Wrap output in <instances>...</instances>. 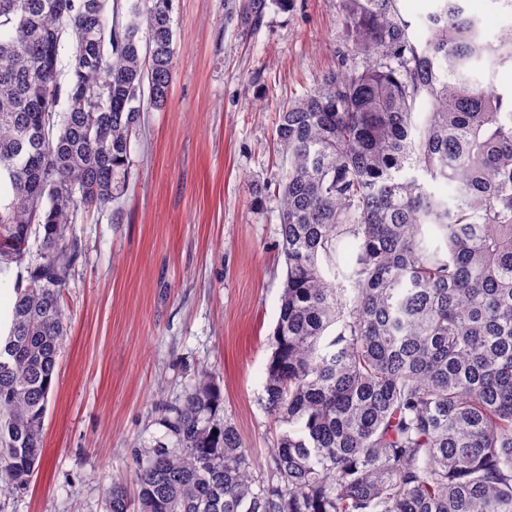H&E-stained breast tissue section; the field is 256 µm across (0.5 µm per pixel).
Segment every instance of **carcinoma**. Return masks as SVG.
Segmentation results:
<instances>
[{"mask_svg":"<svg viewBox=\"0 0 512 512\" xmlns=\"http://www.w3.org/2000/svg\"><path fill=\"white\" fill-rule=\"evenodd\" d=\"M340 2L346 57L275 128L286 276L262 403L287 429L255 477L205 369L108 512H512V94L483 79L512 62V29L486 40L437 0L418 39L397 0ZM268 7L238 11L257 27ZM173 12L0 0V266L39 240L0 341L7 487L42 463L73 213L127 188L141 113L167 102Z\"/></svg>","mask_w":512,"mask_h":512,"instance_id":"obj_1","label":"carcinoma"}]
</instances>
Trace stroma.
<instances>
[{"instance_id": "stroma-1", "label": "stroma", "mask_w": 512, "mask_h": 512, "mask_svg": "<svg viewBox=\"0 0 512 512\" xmlns=\"http://www.w3.org/2000/svg\"><path fill=\"white\" fill-rule=\"evenodd\" d=\"M486 38L501 0H465ZM167 105L144 113L118 207L80 210L81 257L64 290L68 336L44 420L42 467L0 512H107L133 444L161 405L213 370L225 417L264 469L282 427L261 397L286 265L280 253L279 112L313 92L346 47L340 0L270 5L260 26L228 0H175Z\"/></svg>"}]
</instances>
